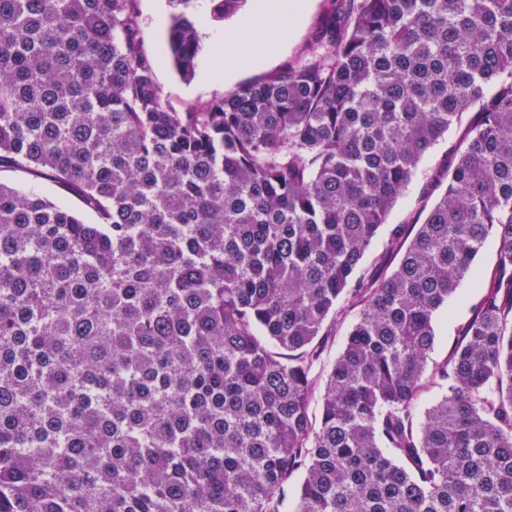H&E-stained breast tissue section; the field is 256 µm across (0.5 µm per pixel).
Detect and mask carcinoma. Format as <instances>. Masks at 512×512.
I'll list each match as a JSON object with an SVG mask.
<instances>
[{
    "label": "carcinoma",
    "mask_w": 512,
    "mask_h": 512,
    "mask_svg": "<svg viewBox=\"0 0 512 512\" xmlns=\"http://www.w3.org/2000/svg\"><path fill=\"white\" fill-rule=\"evenodd\" d=\"M159 62L137 0H0V170L98 219L0 181V512H280L298 473L294 512H512V0H332L303 58L183 112ZM464 112L422 223H388ZM0 180L2 182L11 184L13 187L18 188L20 190L28 191L34 189L42 194L53 196L64 202L65 204L79 208L80 203L78 199L71 195L62 193L52 182L46 179H38L35 180L32 177L20 173V172H10V171H1L0 172ZM497 263V246L495 240L489 237L483 250L477 256L473 264V275L487 279ZM460 295L464 298L463 304L453 302L450 304L452 313L441 312L436 321L437 340L431 352L430 366L443 364L452 353L457 340L462 334L464 324L470 317V306L477 301L475 288H471V282H464L460 289ZM353 314V313H352ZM348 316L345 321L340 324L337 328L332 329L328 335L321 336L317 340V345L320 347L321 353L317 364L315 365L313 372L310 376L314 383V401L311 406V415L313 419L319 417V407L317 405L320 395L323 390L325 379L331 368V365L336 360L345 339V335L349 330V327L353 321V315Z\"/></svg>",
    "instance_id": "1"
}]
</instances>
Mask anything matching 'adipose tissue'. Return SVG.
I'll return each mask as SVG.
<instances>
[{
	"label": "adipose tissue",
	"instance_id": "1",
	"mask_svg": "<svg viewBox=\"0 0 512 512\" xmlns=\"http://www.w3.org/2000/svg\"><path fill=\"white\" fill-rule=\"evenodd\" d=\"M307 10L308 0H255L241 24L225 32L219 64L208 71V78H227L256 60L276 54Z\"/></svg>",
	"mask_w": 512,
	"mask_h": 512
}]
</instances>
